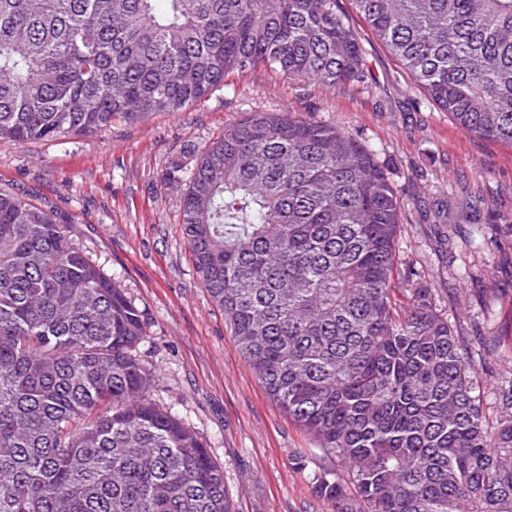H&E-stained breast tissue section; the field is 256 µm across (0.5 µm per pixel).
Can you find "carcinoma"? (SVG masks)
Here are the masks:
<instances>
[{
  "instance_id": "carcinoma-1",
  "label": "carcinoma",
  "mask_w": 512,
  "mask_h": 512,
  "mask_svg": "<svg viewBox=\"0 0 512 512\" xmlns=\"http://www.w3.org/2000/svg\"><path fill=\"white\" fill-rule=\"evenodd\" d=\"M349 3L462 130L512 144V0ZM362 66L338 0H0V138L99 136L259 68L336 88ZM162 183L334 512H512V414L490 426L477 394L505 352L397 273L399 198L368 144L252 112ZM145 336L53 211L0 191V512H230L224 470L153 397Z\"/></svg>"
}]
</instances>
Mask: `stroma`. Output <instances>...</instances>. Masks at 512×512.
<instances>
[{
  "instance_id": "1",
  "label": "stroma",
  "mask_w": 512,
  "mask_h": 512,
  "mask_svg": "<svg viewBox=\"0 0 512 512\" xmlns=\"http://www.w3.org/2000/svg\"><path fill=\"white\" fill-rule=\"evenodd\" d=\"M362 81L329 88L259 69L232 75L189 111L114 123L100 137L0 139V189L52 206L73 244L145 315L140 350L155 398L183 418L224 470L232 512H333L294 455L309 435L267 396L194 272L182 198L161 176L245 113L283 112L361 138L401 202L399 269L419 272L464 330L512 337V146L463 131L433 107L357 17Z\"/></svg>"
}]
</instances>
